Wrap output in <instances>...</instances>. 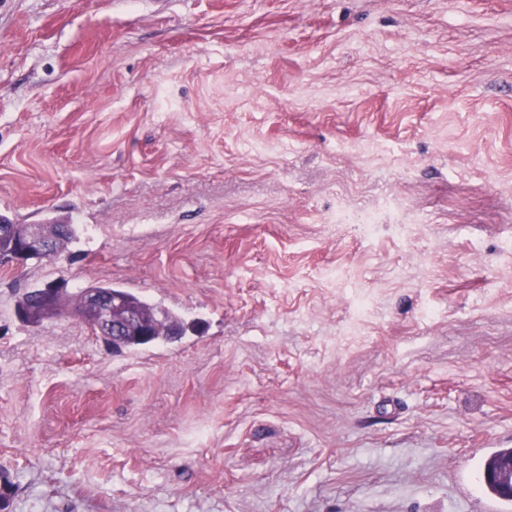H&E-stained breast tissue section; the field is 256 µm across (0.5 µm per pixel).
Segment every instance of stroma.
<instances>
[{
	"label": "stroma",
	"mask_w": 512,
	"mask_h": 512,
	"mask_svg": "<svg viewBox=\"0 0 512 512\" xmlns=\"http://www.w3.org/2000/svg\"><path fill=\"white\" fill-rule=\"evenodd\" d=\"M0 215L76 230L0 271L7 512H512V0H0ZM401 209V201L396 197H392L385 200L380 209L375 212L354 214L347 208H340L336 211L334 223L362 224L365 232L370 233L378 224H383L389 214L398 215ZM63 290L59 285H48L29 291L28 299L23 300L18 307L19 316L32 325H41L57 318V304L63 296ZM90 288H96L98 291ZM90 288L84 290L82 302L74 306L69 314L93 325L96 332L109 340L108 344L112 346L113 352L121 351L125 346L127 349H136L158 341L171 340L168 335L169 328L172 324H178L174 317L166 315L163 320L157 319L154 307L148 302L111 286ZM101 292L121 294L130 302L119 295L109 296ZM135 306L146 321H155L154 336L148 341H141L135 337L148 336L145 323ZM125 336H128L126 344ZM512 460V448H503L494 453H492L489 457H487L483 463L482 471L484 472V485L486 490L503 500L512 501L502 495L500 492L499 484L494 480H489L487 475L494 474L503 467L504 464L511 462Z\"/></svg>",
	"instance_id": "1"
}]
</instances>
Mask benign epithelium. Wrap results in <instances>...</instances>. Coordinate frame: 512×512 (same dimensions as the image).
<instances>
[{
    "mask_svg": "<svg viewBox=\"0 0 512 512\" xmlns=\"http://www.w3.org/2000/svg\"><path fill=\"white\" fill-rule=\"evenodd\" d=\"M12 238L15 250L8 254L9 265L17 268L36 254H46L53 248L54 235L43 224H27L25 229L7 226L0 229V236ZM63 296L59 285L29 291L28 299L18 307L19 316L32 325H41L57 317V304ZM70 314L93 325L100 335L109 340L112 351L125 348L127 336H145V323L134 304L119 295H106L95 289L84 290L81 303Z\"/></svg>",
    "mask_w": 512,
    "mask_h": 512,
    "instance_id": "obj_1",
    "label": "benign epithelium"
}]
</instances>
